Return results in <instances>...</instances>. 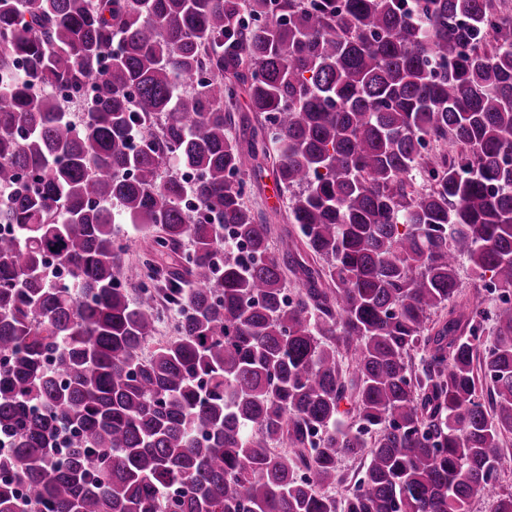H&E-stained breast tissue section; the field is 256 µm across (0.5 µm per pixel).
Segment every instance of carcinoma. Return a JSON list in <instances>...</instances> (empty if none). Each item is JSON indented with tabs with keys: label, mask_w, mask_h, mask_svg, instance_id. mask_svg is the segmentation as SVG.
<instances>
[{
	"label": "carcinoma",
	"mask_w": 512,
	"mask_h": 512,
	"mask_svg": "<svg viewBox=\"0 0 512 512\" xmlns=\"http://www.w3.org/2000/svg\"><path fill=\"white\" fill-rule=\"evenodd\" d=\"M505 2L0 0V512H469L494 490ZM55 87L91 92L81 120ZM268 160L300 235L278 254L244 201ZM120 218L151 241L132 288ZM462 258L507 304L486 348ZM364 471V459L361 456H346L337 464V472L346 481L342 485L336 484V494H344L353 490L355 482L362 477Z\"/></svg>",
	"instance_id": "obj_1"
}]
</instances>
